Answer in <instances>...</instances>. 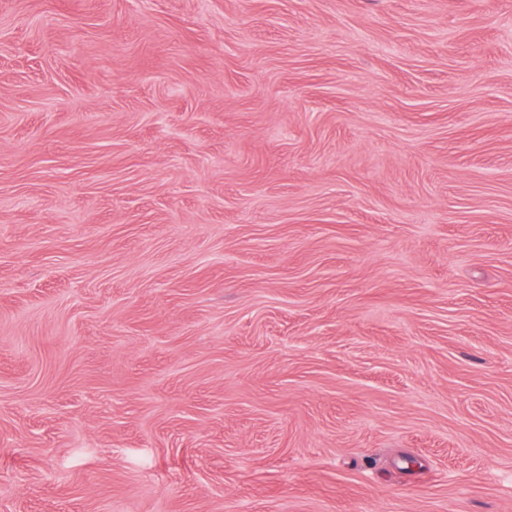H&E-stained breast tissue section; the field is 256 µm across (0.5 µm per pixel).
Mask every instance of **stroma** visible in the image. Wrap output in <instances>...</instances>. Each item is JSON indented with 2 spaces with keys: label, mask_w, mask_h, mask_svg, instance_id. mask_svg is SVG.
<instances>
[{
  "label": "stroma",
  "mask_w": 512,
  "mask_h": 512,
  "mask_svg": "<svg viewBox=\"0 0 512 512\" xmlns=\"http://www.w3.org/2000/svg\"><path fill=\"white\" fill-rule=\"evenodd\" d=\"M0 512H512V0H0Z\"/></svg>",
  "instance_id": "35a3bbf8"
}]
</instances>
